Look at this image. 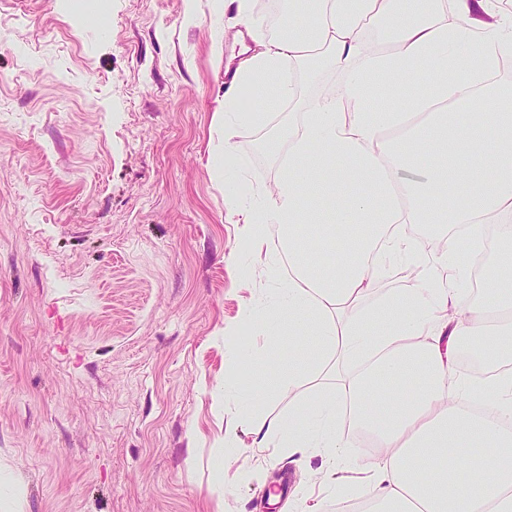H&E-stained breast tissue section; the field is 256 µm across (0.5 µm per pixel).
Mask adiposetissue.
I'll use <instances>...</instances> for the list:
<instances>
[{
    "instance_id": "adipose-tissue-1",
    "label": "adipose tissue",
    "mask_w": 512,
    "mask_h": 512,
    "mask_svg": "<svg viewBox=\"0 0 512 512\" xmlns=\"http://www.w3.org/2000/svg\"><path fill=\"white\" fill-rule=\"evenodd\" d=\"M253 2L224 0L246 44L224 100V150L271 113L298 107L302 119L273 193L229 199L252 263L288 256L277 302L242 318L315 338L279 375L288 410L256 423L254 447L354 464L364 512H512V375L479 386L455 357L468 339L486 364L512 363V248L480 305L460 289L469 244L512 223V85L488 78L512 57V16L497 0H453V23L446 0H305L306 16L273 36ZM372 24L393 29L395 49L371 50ZM325 63L342 82L301 103L294 69ZM393 84L407 88L409 111L371 106L373 86ZM244 91L259 99L249 112L236 105ZM409 224L445 229L440 250L407 236ZM395 265L415 286L368 302ZM311 376L315 396L300 397Z\"/></svg>"
}]
</instances>
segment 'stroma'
<instances>
[{"label":"stroma","mask_w":512,"mask_h":512,"mask_svg":"<svg viewBox=\"0 0 512 512\" xmlns=\"http://www.w3.org/2000/svg\"><path fill=\"white\" fill-rule=\"evenodd\" d=\"M221 0H0V475L6 512H334L360 474L253 448L252 419L212 400L262 363L238 318L273 285L252 265L228 193L272 185L262 142L224 152ZM233 434L249 467L211 450Z\"/></svg>","instance_id":"stroma-1"}]
</instances>
